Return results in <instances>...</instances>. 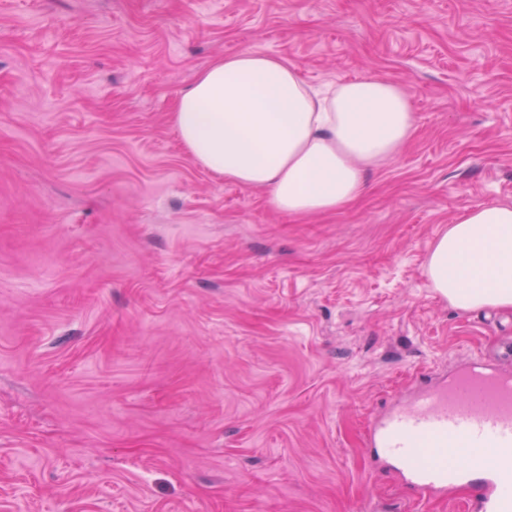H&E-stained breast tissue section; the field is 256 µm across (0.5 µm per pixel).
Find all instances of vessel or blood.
Here are the masks:
<instances>
[{
    "label": "vessel or blood",
    "mask_w": 512,
    "mask_h": 512,
    "mask_svg": "<svg viewBox=\"0 0 512 512\" xmlns=\"http://www.w3.org/2000/svg\"><path fill=\"white\" fill-rule=\"evenodd\" d=\"M367 444L418 503L467 487L462 512H512V372L472 360L393 404ZM452 447L466 454L464 463L444 462Z\"/></svg>",
    "instance_id": "obj_1"
}]
</instances>
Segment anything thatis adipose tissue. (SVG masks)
Listing matches in <instances>:
<instances>
[{
    "label": "adipose tissue",
    "instance_id": "1",
    "mask_svg": "<svg viewBox=\"0 0 512 512\" xmlns=\"http://www.w3.org/2000/svg\"><path fill=\"white\" fill-rule=\"evenodd\" d=\"M173 119L195 161L226 181L264 187L294 216L336 212L411 137L406 91L368 76L311 88L295 64L249 50L211 63L180 94ZM430 288L463 311L512 309V205L457 217L433 243Z\"/></svg>",
    "mask_w": 512,
    "mask_h": 512
}]
</instances>
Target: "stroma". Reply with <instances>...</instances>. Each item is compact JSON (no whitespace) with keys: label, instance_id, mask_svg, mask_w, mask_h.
<instances>
[{"label":"stroma","instance_id":"35a3bbf8","mask_svg":"<svg viewBox=\"0 0 512 512\" xmlns=\"http://www.w3.org/2000/svg\"><path fill=\"white\" fill-rule=\"evenodd\" d=\"M243 49L401 84L412 138L343 210H278L172 121ZM489 202L512 0H0V512H417L365 432L512 343L425 277Z\"/></svg>","mask_w":512,"mask_h":512}]
</instances>
